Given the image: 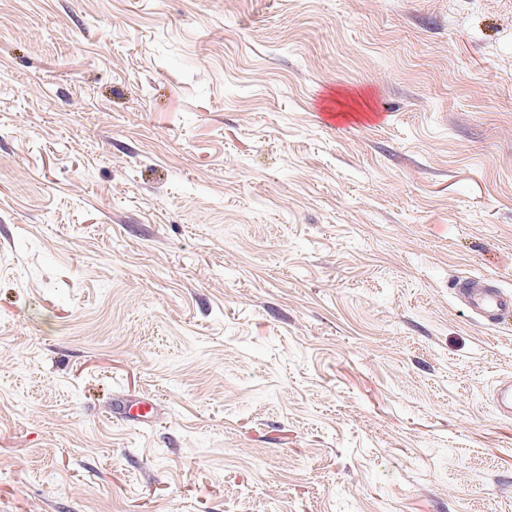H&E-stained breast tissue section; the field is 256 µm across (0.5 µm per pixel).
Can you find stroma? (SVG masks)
I'll return each instance as SVG.
<instances>
[{"label":"stroma","mask_w":512,"mask_h":512,"mask_svg":"<svg viewBox=\"0 0 512 512\" xmlns=\"http://www.w3.org/2000/svg\"><path fill=\"white\" fill-rule=\"evenodd\" d=\"M466 277L512 0H0V512H512ZM114 411L128 420L143 422L151 417L153 407L150 400L146 398L134 403H116Z\"/></svg>","instance_id":"obj_1"}]
</instances>
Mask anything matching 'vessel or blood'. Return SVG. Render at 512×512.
Segmentation results:
<instances>
[{
  "label": "vessel or blood",
  "mask_w": 512,
  "mask_h": 512,
  "mask_svg": "<svg viewBox=\"0 0 512 512\" xmlns=\"http://www.w3.org/2000/svg\"><path fill=\"white\" fill-rule=\"evenodd\" d=\"M455 293L460 304L475 320L495 327L512 319V291L500 288L484 278H466L457 282ZM496 411L505 417L512 415V380H498L491 392ZM114 411L124 418L142 422L153 413L150 400L118 403Z\"/></svg>",
  "instance_id": "b4317fda"
}]
</instances>
